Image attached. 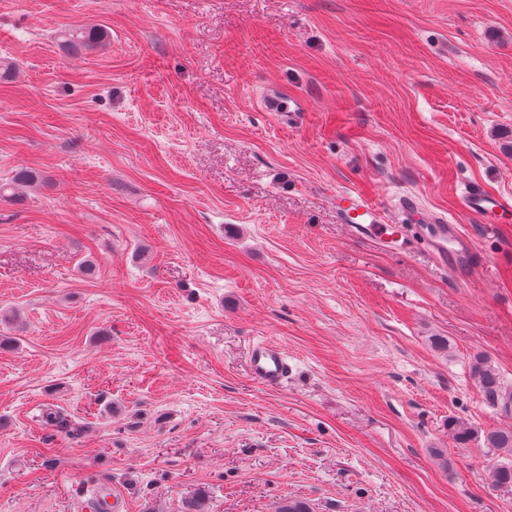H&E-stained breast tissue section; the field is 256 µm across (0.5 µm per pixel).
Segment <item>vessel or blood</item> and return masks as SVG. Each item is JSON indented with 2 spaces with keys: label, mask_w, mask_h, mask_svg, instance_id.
Segmentation results:
<instances>
[{
  "label": "vessel or blood",
  "mask_w": 512,
  "mask_h": 512,
  "mask_svg": "<svg viewBox=\"0 0 512 512\" xmlns=\"http://www.w3.org/2000/svg\"><path fill=\"white\" fill-rule=\"evenodd\" d=\"M340 220L350 235L357 239H373L388 250L402 249V227L385 223L380 209L366 198L355 199L340 195L336 198ZM468 211L482 214H512V198L492 196L480 190L471 191L465 201ZM423 238L433 262L440 267L450 264L479 262L480 257L459 226L448 223L440 215L431 214L423 219ZM249 375L264 387L276 388L288 378V355L276 343L258 340L248 350ZM95 512H125L126 502L119 493L104 488L92 492Z\"/></svg>",
  "instance_id": "b4317fda"
}]
</instances>
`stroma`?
<instances>
[{
	"mask_svg": "<svg viewBox=\"0 0 512 512\" xmlns=\"http://www.w3.org/2000/svg\"><path fill=\"white\" fill-rule=\"evenodd\" d=\"M1 60L0 179L44 182L0 199V512H512L448 428H512L470 374L512 383V222L465 208L512 196V0H0ZM343 192L408 248L352 238ZM406 196L483 263L436 266ZM109 37L102 26H65L58 32V38L76 51L89 50L101 46ZM43 177L38 170L29 167H17L11 172V176L0 181V198H17L20 189L33 187L42 181ZM249 375L266 388H277L288 379V355L276 343L257 340L248 350ZM95 512H125L126 502L119 493L98 487L92 492Z\"/></svg>",
	"mask_w": 512,
	"mask_h": 512,
	"instance_id": "35a3bbf8",
	"label": "stroma"
}]
</instances>
